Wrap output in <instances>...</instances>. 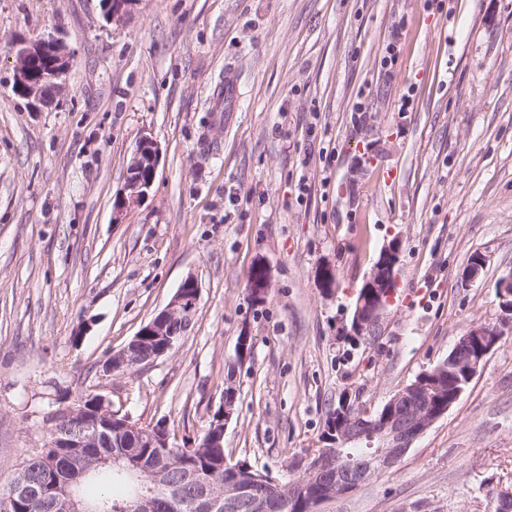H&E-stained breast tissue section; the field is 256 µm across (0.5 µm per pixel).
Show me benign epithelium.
Segmentation results:
<instances>
[{"label":"benign epithelium","mask_w":512,"mask_h":512,"mask_svg":"<svg viewBox=\"0 0 512 512\" xmlns=\"http://www.w3.org/2000/svg\"><path fill=\"white\" fill-rule=\"evenodd\" d=\"M134 0H107L104 13L107 21L120 20ZM15 57L13 82L17 92L23 94L33 106L40 110L55 104L56 99L42 96V84L51 83L61 90L74 62V52L66 43L53 36L38 40L21 39L12 46ZM159 159L157 143L150 137L140 139L131 155L132 168L149 167L156 173ZM154 178L138 177L129 180L119 197L117 209L127 211L138 206L148 194ZM401 242L390 241L382 248L381 256L374 262L363 280L361 291L354 303L353 328L360 336H377L387 307L393 298L396 283L395 268L399 261ZM498 298L503 309L500 321L491 325H475L456 342L448 357V363L465 375L464 384H469L506 332H512V270L500 278L497 284ZM200 284L198 278L188 275L178 287L166 307L154 317L141 332L143 336H160L148 356L149 362L173 350L179 338L165 332L166 322L177 315L190 323L197 306ZM140 360H130L127 350L112 353L102 365L103 376L111 377L117 372L136 368ZM462 389H457L448 402L434 398V385L421 378L411 386H405L396 397L387 402L386 411L378 416L369 411H356L345 401L342 407L328 416L326 433L321 440L322 453L307 457L308 476L325 467L336 464V482L325 487L323 493L308 503V512H322V506L343 498L368 482L378 469L395 466L424 434L456 402ZM86 397L81 395L68 402L59 401V408L49 418L48 447L60 448L62 452L52 459L45 474L34 478L25 471L16 473L12 485L7 489L4 502L16 496L36 497L44 500L49 512H84L75 496L74 487L93 467L108 463L105 454L91 457L75 449L100 448L109 443L113 421L112 400L97 395L94 410L85 406ZM357 445L370 448L365 460L351 468L342 464V458L333 455L331 448ZM237 469L246 477H236L224 482L218 489H207L198 500V512H233L234 506L243 500L254 499L253 477L249 476V465L239 463ZM154 484L164 486L170 495L178 497L180 482L169 469H158L153 474ZM159 503L155 489L137 495L136 512H158Z\"/></svg>","instance_id":"benign-epithelium-1"}]
</instances>
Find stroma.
<instances>
[{"mask_svg": "<svg viewBox=\"0 0 512 512\" xmlns=\"http://www.w3.org/2000/svg\"><path fill=\"white\" fill-rule=\"evenodd\" d=\"M48 35L75 60L38 111L12 90L10 45ZM146 135L154 183L118 212ZM395 238L382 332L351 341L354 294ZM476 251L487 265L464 281ZM259 263L270 285L257 306ZM511 269L512 0H135L117 24L99 0H0V490L62 397L165 419L185 447L229 375L239 400L225 448L286 475L342 395L376 410L471 326L498 321ZM191 273L200 296L175 349L102 377ZM245 330L253 348L228 374ZM510 489L512 334L400 463L325 512H492Z\"/></svg>", "mask_w": 512, "mask_h": 512, "instance_id": "35a3bbf8", "label": "stroma"}]
</instances>
